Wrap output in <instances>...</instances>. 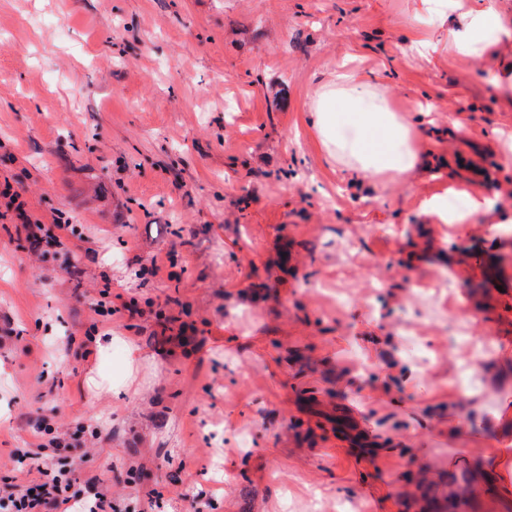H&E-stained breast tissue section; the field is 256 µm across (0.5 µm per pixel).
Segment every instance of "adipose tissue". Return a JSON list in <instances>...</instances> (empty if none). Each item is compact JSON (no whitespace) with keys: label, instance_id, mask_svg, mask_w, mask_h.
<instances>
[{"label":"adipose tissue","instance_id":"obj_1","mask_svg":"<svg viewBox=\"0 0 512 512\" xmlns=\"http://www.w3.org/2000/svg\"><path fill=\"white\" fill-rule=\"evenodd\" d=\"M506 33L501 16L489 6L471 15L452 40L457 53L481 56ZM310 111L325 153L353 176L368 178L385 171L402 176L415 167L417 156L408 145L405 119L375 85L347 65L337 66Z\"/></svg>","mask_w":512,"mask_h":512}]
</instances>
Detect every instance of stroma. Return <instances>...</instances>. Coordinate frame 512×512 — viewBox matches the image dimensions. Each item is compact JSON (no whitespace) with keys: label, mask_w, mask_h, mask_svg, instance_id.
Returning <instances> with one entry per match:
<instances>
[{"label":"stroma","mask_w":512,"mask_h":512,"mask_svg":"<svg viewBox=\"0 0 512 512\" xmlns=\"http://www.w3.org/2000/svg\"><path fill=\"white\" fill-rule=\"evenodd\" d=\"M344 61L411 126L404 177L322 150ZM510 67L423 0H0V477L47 417L117 512H512V200L479 175L512 181ZM14 191L78 235L34 250Z\"/></svg>","instance_id":"35a3bbf8"}]
</instances>
